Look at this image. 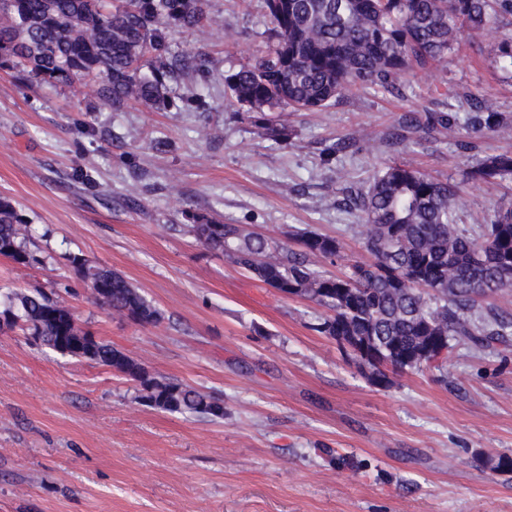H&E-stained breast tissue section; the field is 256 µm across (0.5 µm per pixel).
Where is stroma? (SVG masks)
I'll use <instances>...</instances> for the list:
<instances>
[{
  "instance_id": "1",
  "label": "stroma",
  "mask_w": 512,
  "mask_h": 512,
  "mask_svg": "<svg viewBox=\"0 0 512 512\" xmlns=\"http://www.w3.org/2000/svg\"><path fill=\"white\" fill-rule=\"evenodd\" d=\"M201 31L175 30L172 51L203 68L161 110L115 112L91 86H18L0 70V196L28 220L41 269L0 256V288L40 286L79 324L144 364L224 401L219 422L142 405L112 369L0 333V512H512V339L459 344L445 369L389 374L387 385L336 340L328 314L207 251L184 210L284 242L289 231L336 237L322 268L366 260L357 215L337 204L346 180L390 162L457 181L473 226L508 185L466 182L476 156L512 139L431 133L374 150L407 112L454 113V84L512 113V82L490 59L512 20L462 32L435 75L403 76L390 95L353 87L322 112L279 115L290 143L258 135L224 76L275 43L261 0H205ZM340 138L356 152L324 162ZM475 139L476 151L458 143ZM82 253L122 273L164 316L141 326L95 301L71 268Z\"/></svg>"
}]
</instances>
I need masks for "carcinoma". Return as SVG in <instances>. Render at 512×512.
<instances>
[{"mask_svg": "<svg viewBox=\"0 0 512 512\" xmlns=\"http://www.w3.org/2000/svg\"><path fill=\"white\" fill-rule=\"evenodd\" d=\"M277 44L255 64L224 76L231 98L258 113V133L288 142V127L266 113L291 107L322 111L351 86L401 91L398 77L430 70L455 50L462 30L482 31L512 15V0H264ZM203 0H0V70L23 85L57 87L94 82L113 111L138 100L166 107L170 92L192 82L195 55L172 52V29H201ZM494 63L512 79V36L498 45ZM469 108L465 123L476 133L512 136V116L489 98L454 92ZM452 113L408 112L383 138L384 149L417 132L453 135ZM473 183H512V153L485 155L463 172ZM338 204L358 214L356 225L371 261L331 276L318 263L337 257L339 240L315 231L290 238L299 249L186 213L184 230L206 248L285 296L309 299L330 315L316 330L344 337L371 380L388 383L381 369L421 371L412 356L440 344L484 349L512 336V317L491 309L473 319L477 298L512 291V203L482 220L480 238L459 224L465 200L458 186L400 163L377 170L363 188L347 186ZM27 219L0 197V255L17 264L41 263L29 248ZM95 298L139 325L162 313L122 274L69 255ZM15 330L61 355L109 367L139 386L138 399L169 413L224 419V402L142 363L84 329L73 312L39 289L0 292V330Z\"/></svg>", "mask_w": 512, "mask_h": 512, "instance_id": "obj_1", "label": "carcinoma"}]
</instances>
